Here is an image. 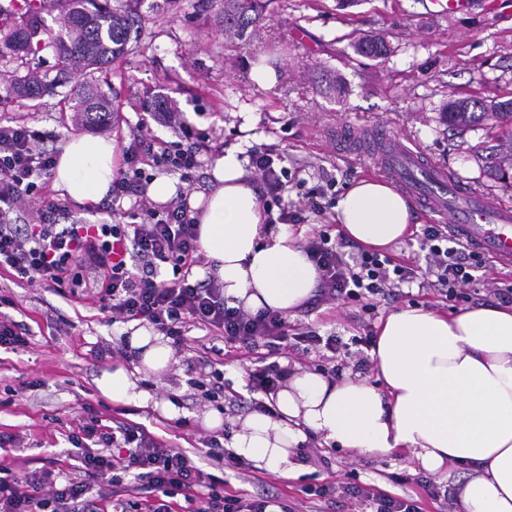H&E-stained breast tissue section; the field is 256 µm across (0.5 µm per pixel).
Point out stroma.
Segmentation results:
<instances>
[{"label":"stroma","instance_id":"35a3bbf8","mask_svg":"<svg viewBox=\"0 0 512 512\" xmlns=\"http://www.w3.org/2000/svg\"><path fill=\"white\" fill-rule=\"evenodd\" d=\"M159 2L138 0L136 10L148 22L128 53L100 77L121 105L108 133L117 147L129 144L143 116L144 96L161 93L177 104L186 122L222 147H237L246 155L259 146L286 151L287 166L296 173L284 192L289 201H301L309 187L325 183L330 205L354 182L376 177L372 160L336 142V128L344 125L386 127L487 202L512 204V187L488 174L500 133L495 122L458 131L441 118L452 97L488 104L512 99V0H474L471 8L452 14L436 0H270L256 35L243 40L221 33L215 0H179L168 12L159 10ZM363 34L383 36L390 54L382 59L358 55L352 44ZM267 69L276 77L270 87L255 80ZM327 71L341 79L342 97L320 86L318 78ZM67 108L58 96L17 100L0 90V119H21L48 133L45 146L57 153L73 135ZM216 160V154L204 156L186 179L158 169L153 176L168 178L174 189L186 190L195 200L215 188ZM1 294L14 300L12 316L29 325L32 336L28 347L0 350V432L20 438L19 446L0 450V459L29 471L40 467L47 452L64 458L73 419L84 413L107 423L115 411L124 410L127 419L181 448L207 435V411H220L224 418L220 444L229 443L238 429L242 410L229 408L220 396L203 399L196 382L218 370L225 391L245 392L246 371L256 366L259 354L202 358L203 333L195 329L187 335L188 352L174 355L167 370L139 373L127 364V372L136 373L140 389L148 393L147 401H115L99 383L116 364L96 360L92 349L120 344L131 334L130 323L110 322L89 295L65 300L0 268ZM355 313V305L339 301L296 311L290 324L341 336L349 352L333 359L285 354L279 365L374 379L369 350L353 342L362 333ZM164 402L174 403L179 416L189 420L192 435L162 413ZM322 451L327 465L305 462L292 475L271 476L279 502L296 508L306 502L307 487L339 489L355 481L416 501L422 512L458 510L457 471L426 476L404 454L365 458L327 445ZM421 475L428 487L416 484Z\"/></svg>","mask_w":512,"mask_h":512}]
</instances>
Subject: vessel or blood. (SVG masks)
Listing matches in <instances>:
<instances>
[{
  "label": "vessel or blood",
  "instance_id": "vessel-or-blood-1",
  "mask_svg": "<svg viewBox=\"0 0 512 512\" xmlns=\"http://www.w3.org/2000/svg\"><path fill=\"white\" fill-rule=\"evenodd\" d=\"M375 150L378 170L448 222L449 230L468 247L512 267V207L491 206L465 192L446 170L424 159L420 152L384 135Z\"/></svg>",
  "mask_w": 512,
  "mask_h": 512
}]
</instances>
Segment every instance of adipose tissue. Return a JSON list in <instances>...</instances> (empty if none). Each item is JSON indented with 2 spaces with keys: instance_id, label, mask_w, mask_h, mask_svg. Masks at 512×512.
<instances>
[{
  "instance_id": "obj_1",
  "label": "adipose tissue",
  "mask_w": 512,
  "mask_h": 512,
  "mask_svg": "<svg viewBox=\"0 0 512 512\" xmlns=\"http://www.w3.org/2000/svg\"><path fill=\"white\" fill-rule=\"evenodd\" d=\"M112 139L74 136L57 161L54 185L78 202L104 197L115 172ZM218 182L199 208V246L213 261L231 307L288 314L315 294L318 271L289 224H270L238 150H225ZM409 199L379 179H361L337 200L342 234L365 248L388 250L410 231ZM147 372L173 354L162 335L134 330ZM376 376L329 378L295 367L268 397L269 412L243 418L230 447L271 474L297 469L309 437L367 458L405 452L425 471L460 472L461 512H512V303L478 304L450 314L392 311L371 350Z\"/></svg>"
}]
</instances>
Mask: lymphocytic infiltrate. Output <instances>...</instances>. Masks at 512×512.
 <instances>
[{"label":"lymphocytic infiltrate","mask_w":512,"mask_h":512,"mask_svg":"<svg viewBox=\"0 0 512 512\" xmlns=\"http://www.w3.org/2000/svg\"><path fill=\"white\" fill-rule=\"evenodd\" d=\"M183 143L171 147L144 132L134 134L123 152V167L112 179V200L99 204L103 213H120L115 223H60L68 203H44L33 224L12 219L25 207L37 186L52 170L56 156L43 146L44 134L28 123L0 120V267L17 278L40 282L61 298L75 295L83 282L79 266L94 268L103 283L96 304L110 321H139L167 336L175 353L185 350L190 330L205 332L211 353L228 356L265 347L272 361L247 373L254 393L248 409L262 412L264 395L278 389L286 372L274 358L286 352L305 355L337 353L344 344L336 334L320 335L311 328L291 327L279 312L252 315L228 306L224 286L215 277L197 279L195 268L207 259L198 244L196 214L185 193L164 207L148 195L146 168L188 172L202 165L212 150L208 138L180 125ZM284 153L259 148L251 166L263 182L262 198L275 202L280 224H301L307 213L324 211V185L308 189L302 201L285 200L289 171ZM427 258L424 275L413 264L350 246L322 229L307 236L303 246L319 272L311 306L329 300L358 304L372 312L376 298L395 301L414 283L448 301H464L465 288L485 266L483 255L467 248L447 225L427 224L418 234ZM172 276L160 279L161 265ZM68 468L49 456L41 469L25 472L0 462V512H173V497H183L185 512H265L267 496L246 499L224 488L217 471L224 454L215 437H200L199 448L186 452L159 441L137 423L113 419L79 421L69 433Z\"/></svg>","instance_id":"obj_1"}]
</instances>
